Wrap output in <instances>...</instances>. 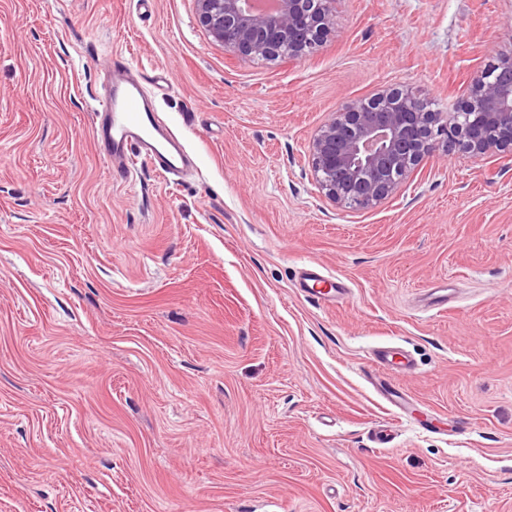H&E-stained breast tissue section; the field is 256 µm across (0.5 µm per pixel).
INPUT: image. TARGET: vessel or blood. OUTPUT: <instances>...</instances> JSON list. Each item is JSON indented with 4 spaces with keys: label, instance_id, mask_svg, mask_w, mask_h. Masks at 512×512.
I'll list each match as a JSON object with an SVG mask.
<instances>
[{
    "label": "vessel or blood",
    "instance_id": "obj_1",
    "mask_svg": "<svg viewBox=\"0 0 512 512\" xmlns=\"http://www.w3.org/2000/svg\"><path fill=\"white\" fill-rule=\"evenodd\" d=\"M112 85L93 114L95 142L110 171L130 176L137 163L152 165L165 175H177L195 165L193 155L156 116L150 91L137 68L122 53L113 52ZM294 281L301 292L323 302H339L348 290L343 282L318 273L315 266L297 268ZM368 381L397 418L407 414V396L389 379L393 373H412L416 366L407 351L384 344L370 354Z\"/></svg>",
    "mask_w": 512,
    "mask_h": 512
}]
</instances>
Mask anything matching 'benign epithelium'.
<instances>
[{
	"instance_id": "7a95c632",
	"label": "benign epithelium",
	"mask_w": 512,
	"mask_h": 512,
	"mask_svg": "<svg viewBox=\"0 0 512 512\" xmlns=\"http://www.w3.org/2000/svg\"><path fill=\"white\" fill-rule=\"evenodd\" d=\"M253 0H197L202 26L236 57L297 60L314 52L331 24L335 0H279L259 12ZM474 158L512 155V56L470 80L455 112H434L401 88L346 104L310 145L318 189L334 203L368 209L395 194L439 144Z\"/></svg>"
}]
</instances>
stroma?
I'll use <instances>...</instances> for the list:
<instances>
[{
  "mask_svg": "<svg viewBox=\"0 0 512 512\" xmlns=\"http://www.w3.org/2000/svg\"><path fill=\"white\" fill-rule=\"evenodd\" d=\"M115 50L168 77L183 179L102 161ZM498 52L512 0H337L289 63L231 56L195 0H0V512H512V155L438 151L369 210L308 159L350 100L452 112ZM308 262L349 298L300 292ZM382 343L417 360L388 448Z\"/></svg>",
  "mask_w": 512,
  "mask_h": 512,
  "instance_id": "1",
  "label": "stroma"
}]
</instances>
